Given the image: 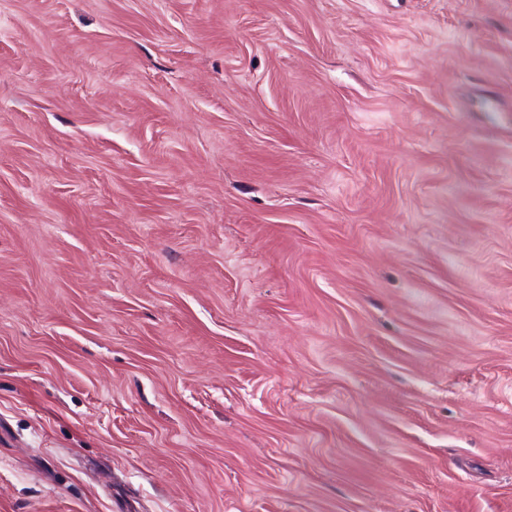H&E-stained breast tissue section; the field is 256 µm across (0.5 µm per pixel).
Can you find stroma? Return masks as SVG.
Instances as JSON below:
<instances>
[{
  "mask_svg": "<svg viewBox=\"0 0 512 512\" xmlns=\"http://www.w3.org/2000/svg\"><path fill=\"white\" fill-rule=\"evenodd\" d=\"M0 512H512V0H0Z\"/></svg>",
  "mask_w": 512,
  "mask_h": 512,
  "instance_id": "35a3bbf8",
  "label": "stroma"
}]
</instances>
